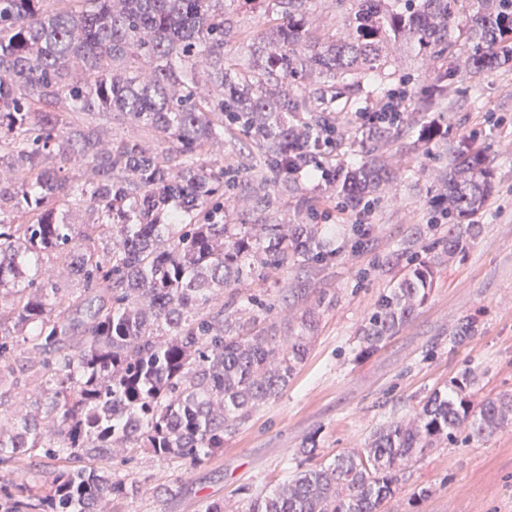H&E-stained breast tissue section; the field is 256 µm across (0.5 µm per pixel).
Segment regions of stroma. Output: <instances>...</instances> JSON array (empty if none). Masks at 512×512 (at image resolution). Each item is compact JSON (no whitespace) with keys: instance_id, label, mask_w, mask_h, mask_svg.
<instances>
[{"instance_id":"obj_1","label":"stroma","mask_w":512,"mask_h":512,"mask_svg":"<svg viewBox=\"0 0 512 512\" xmlns=\"http://www.w3.org/2000/svg\"><path fill=\"white\" fill-rule=\"evenodd\" d=\"M436 99L434 111L415 114L398 139L379 148L402 178L390 196L376 199L369 240L358 251L349 214L337 213L336 194L321 178L298 173L271 188L261 153L244 149L231 127L210 146L209 157L223 159L228 172L226 197L247 200L245 207L225 208V223L317 224L335 231L343 250L318 269L297 265L241 284V296L274 303L271 321L316 311L319 325L305 362L276 400L225 436L222 456L191 465L115 451L113 474L136 487L119 512H205L213 501L224 512H242L246 497L293 474L306 439L315 440L322 461L363 447L371 432L410 418L425 395L466 370L475 377V400L512 395V64L450 80ZM315 104L340 129L337 163L357 167L364 133L336 102ZM474 129L481 133L478 146L494 154L497 192L476 218V239L451 255L438 243L445 226L428 222L434 176L446 168L449 148ZM415 258L436 263L429 299L381 349L357 356L363 319ZM464 316L473 318L475 334L452 345L451 331ZM405 478L392 512H512V416L493 436L426 451L408 464ZM162 484L171 494H157ZM421 487L428 495L413 497Z\"/></svg>"}]
</instances>
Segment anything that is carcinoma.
I'll return each mask as SVG.
<instances>
[{"label": "carcinoma", "instance_id": "1", "mask_svg": "<svg viewBox=\"0 0 512 512\" xmlns=\"http://www.w3.org/2000/svg\"><path fill=\"white\" fill-rule=\"evenodd\" d=\"M318 0H0V401L23 394L33 411L0 427V468L21 470L40 450L77 462L43 483L0 490V512H117L134 485L112 477L115 448L196 463L224 453V436L288 387L309 353L318 316L288 318L291 336L237 317L235 287L300 261L330 257L316 224L224 223V163L202 156L233 126L274 170L298 157L328 164L345 207L385 192L395 174L367 155L331 166L313 134L308 79L318 75L353 109L364 90L386 96L407 45L442 78L512 62V0H334L336 24L313 25ZM271 9L275 23L248 44L251 65L226 61L229 8ZM124 73H112L115 63ZM212 88L198 91L195 70ZM152 129L157 147L101 139L97 116ZM384 124L372 147L401 135ZM85 162L76 181L70 154ZM58 160L48 167L45 160ZM448 216L471 219L494 193L483 147L449 154ZM93 215L73 224L68 212ZM477 224L440 238L463 250ZM65 266L72 289L28 265ZM436 282L428 260L408 264L379 295L357 336L359 354L383 347ZM474 335L464 316L450 341ZM468 372L421 401L410 423L390 422L353 448L249 497L245 512H386L402 465L464 431L489 437L512 396L478 402ZM89 458L99 466L87 468Z\"/></svg>", "mask_w": 512, "mask_h": 512}]
</instances>
